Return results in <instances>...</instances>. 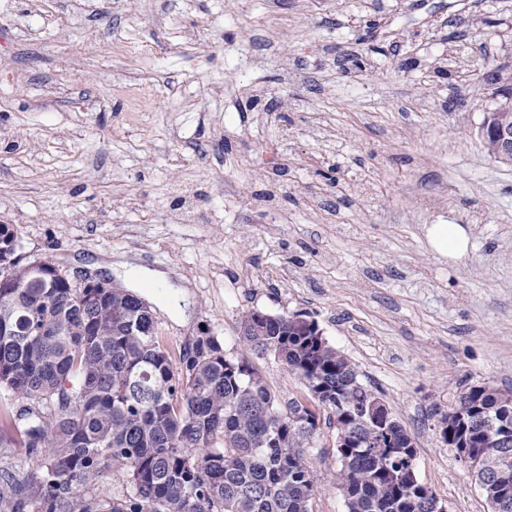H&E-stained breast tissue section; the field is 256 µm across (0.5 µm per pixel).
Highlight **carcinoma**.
I'll return each instance as SVG.
<instances>
[{"label":"carcinoma","mask_w":512,"mask_h":512,"mask_svg":"<svg viewBox=\"0 0 512 512\" xmlns=\"http://www.w3.org/2000/svg\"><path fill=\"white\" fill-rule=\"evenodd\" d=\"M0 224V388L19 407L0 420V446L26 448L32 470L0 469V512H312L307 461L321 425L336 449L346 512H433L416 475V446L358 367L299 315L250 311L239 322L252 355H272L306 395L276 396L244 356L203 330L174 363L155 318L121 288L33 279L12 260ZM491 512H512V388H465L438 418ZM126 473L105 497L97 479Z\"/></svg>","instance_id":"obj_1"}]
</instances>
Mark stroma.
<instances>
[{"instance_id":"1","label":"stroma","mask_w":512,"mask_h":512,"mask_svg":"<svg viewBox=\"0 0 512 512\" xmlns=\"http://www.w3.org/2000/svg\"><path fill=\"white\" fill-rule=\"evenodd\" d=\"M512 0H0V222L26 261L137 295L171 355L304 315L416 443L449 512H490L439 436L512 387V162L480 135ZM193 207L185 224L175 204ZM460 224L466 256L428 229ZM313 512H345L336 439ZM430 243L434 250L450 259L465 256L470 247L467 229L460 224H434L429 228Z\"/></svg>"}]
</instances>
